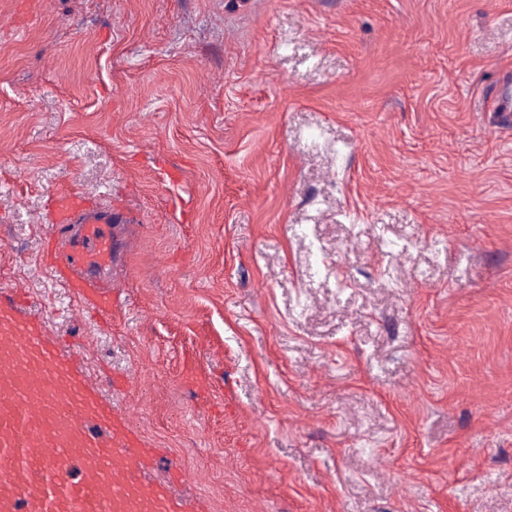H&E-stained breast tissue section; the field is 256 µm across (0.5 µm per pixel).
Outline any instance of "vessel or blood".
Returning <instances> with one entry per match:
<instances>
[{
	"label": "vessel or blood",
	"mask_w": 512,
	"mask_h": 512,
	"mask_svg": "<svg viewBox=\"0 0 512 512\" xmlns=\"http://www.w3.org/2000/svg\"><path fill=\"white\" fill-rule=\"evenodd\" d=\"M48 220L79 224L42 266L79 313H112V213L77 195L54 196ZM59 351L44 325L0 302V512H181L167 489L141 477L143 443L112 414L84 357Z\"/></svg>",
	"instance_id": "b4317fda"
}]
</instances>
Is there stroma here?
<instances>
[{
    "label": "stroma",
    "instance_id": "stroma-1",
    "mask_svg": "<svg viewBox=\"0 0 512 512\" xmlns=\"http://www.w3.org/2000/svg\"><path fill=\"white\" fill-rule=\"evenodd\" d=\"M507 71L512 0H0V299L183 512H512ZM71 192L108 320L36 272Z\"/></svg>",
    "mask_w": 512,
    "mask_h": 512
}]
</instances>
